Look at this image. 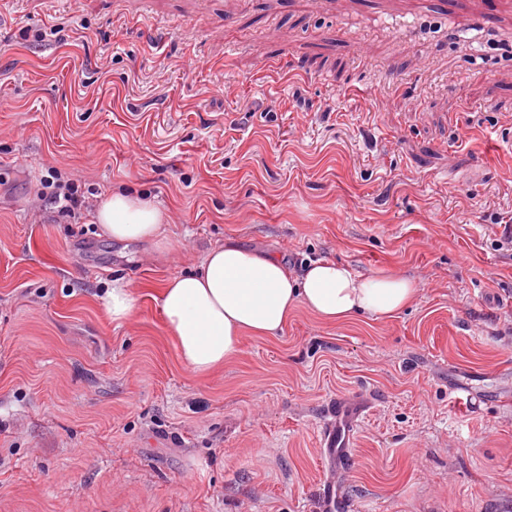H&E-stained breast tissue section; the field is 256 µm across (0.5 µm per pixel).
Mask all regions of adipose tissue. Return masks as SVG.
<instances>
[{
  "label": "adipose tissue",
  "instance_id": "1",
  "mask_svg": "<svg viewBox=\"0 0 512 512\" xmlns=\"http://www.w3.org/2000/svg\"><path fill=\"white\" fill-rule=\"evenodd\" d=\"M93 220L112 240L150 242L161 252L170 248L163 234L170 212L139 195L101 198ZM417 294L416 283L399 272L363 275L320 260L298 273L277 255L227 240L209 248L192 271L166 279L160 306L185 365L208 374L238 354L244 337L280 334L298 308L327 323L389 320Z\"/></svg>",
  "mask_w": 512,
  "mask_h": 512
}]
</instances>
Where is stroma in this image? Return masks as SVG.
I'll use <instances>...</instances> for the list:
<instances>
[{"instance_id":"stroma-1","label":"stroma","mask_w":512,"mask_h":512,"mask_svg":"<svg viewBox=\"0 0 512 512\" xmlns=\"http://www.w3.org/2000/svg\"><path fill=\"white\" fill-rule=\"evenodd\" d=\"M511 219L512 0H0V512H320L339 398L351 512H512ZM227 239L419 293L197 376L158 290ZM93 220L102 233L119 242H151L159 252L168 251L170 243L163 228L171 214L143 197L125 192H112L99 201ZM99 300L112 321H127L133 312L134 298L128 286L120 280L112 282ZM368 405V402L351 404L339 398L329 410L331 420L323 432L322 448L324 454L333 463L336 462V478L333 474L322 484L321 503L325 512H343L339 510L347 507L346 500L339 490L338 470L351 455L354 433Z\"/></svg>"}]
</instances>
